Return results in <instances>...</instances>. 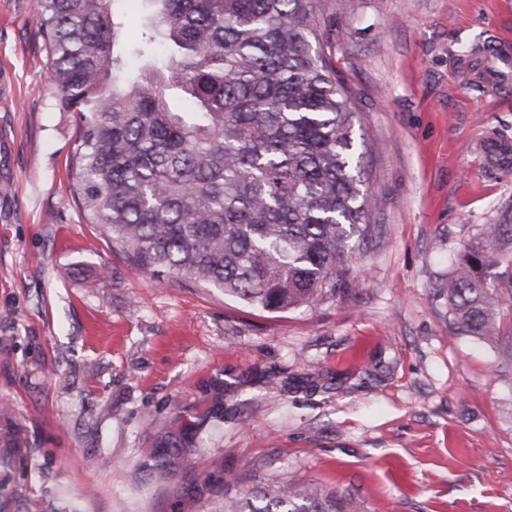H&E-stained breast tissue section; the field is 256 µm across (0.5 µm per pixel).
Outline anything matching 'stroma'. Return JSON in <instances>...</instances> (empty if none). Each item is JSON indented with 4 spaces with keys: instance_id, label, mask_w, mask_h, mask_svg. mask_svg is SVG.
<instances>
[{
    "instance_id": "35a3bbf8",
    "label": "stroma",
    "mask_w": 512,
    "mask_h": 512,
    "mask_svg": "<svg viewBox=\"0 0 512 512\" xmlns=\"http://www.w3.org/2000/svg\"><path fill=\"white\" fill-rule=\"evenodd\" d=\"M36 0H0V402L34 452L0 479L56 512H200L216 480L303 478L365 512H512V368L452 322L454 261L512 211V0H320L371 146L379 234L355 289L261 311L137 272L71 198ZM98 278L87 289L88 278ZM167 428L196 450L146 447Z\"/></svg>"
}]
</instances>
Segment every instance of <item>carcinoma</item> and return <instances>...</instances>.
I'll return each mask as SVG.
<instances>
[{"mask_svg":"<svg viewBox=\"0 0 512 512\" xmlns=\"http://www.w3.org/2000/svg\"><path fill=\"white\" fill-rule=\"evenodd\" d=\"M119 0H37L54 105L76 116L73 198L146 275L165 270L270 312L357 286L351 261L374 236L371 146L319 39L316 0H142L123 47ZM512 218L487 225L456 260L453 323L504 344ZM25 430L0 404V473ZM205 512H358L314 483L275 482Z\"/></svg>","mask_w":512,"mask_h":512,"instance_id":"1","label":"carcinoma"}]
</instances>
